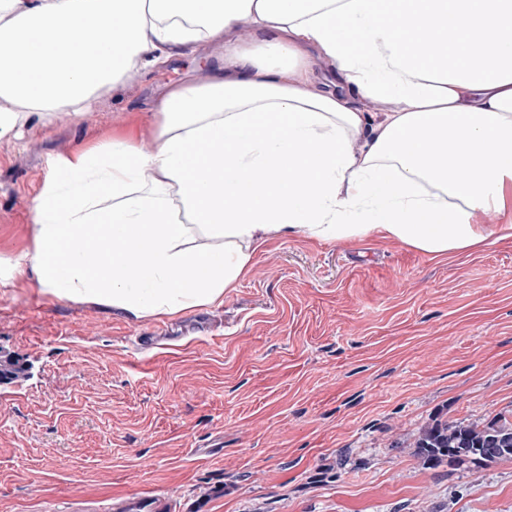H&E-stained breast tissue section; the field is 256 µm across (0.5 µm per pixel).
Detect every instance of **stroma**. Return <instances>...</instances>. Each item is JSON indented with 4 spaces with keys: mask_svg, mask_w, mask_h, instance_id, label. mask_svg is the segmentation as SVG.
Wrapping results in <instances>:
<instances>
[{
    "mask_svg": "<svg viewBox=\"0 0 512 512\" xmlns=\"http://www.w3.org/2000/svg\"><path fill=\"white\" fill-rule=\"evenodd\" d=\"M224 46L131 67L79 114L0 139V258L35 248L58 157L134 132L154 90ZM0 512H512V460L429 469L392 440L435 419H512V240L444 259L394 241L277 237L220 305L134 318L0 283ZM126 512H170L171 505L166 498L156 494H144L128 499L122 509Z\"/></svg>",
    "mask_w": 512,
    "mask_h": 512,
    "instance_id": "stroma-1",
    "label": "stroma"
}]
</instances>
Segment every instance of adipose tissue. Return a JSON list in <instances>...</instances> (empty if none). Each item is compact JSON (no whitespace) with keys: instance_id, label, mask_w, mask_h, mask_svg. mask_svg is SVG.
Segmentation results:
<instances>
[{"instance_id":"adipose-tissue-1","label":"adipose tissue","mask_w":512,"mask_h":512,"mask_svg":"<svg viewBox=\"0 0 512 512\" xmlns=\"http://www.w3.org/2000/svg\"><path fill=\"white\" fill-rule=\"evenodd\" d=\"M37 28L67 37V53L35 43ZM428 31L444 40L427 59L410 43ZM215 41L223 69L150 103L153 151L118 137L54 161L32 204L35 248L0 281L159 317L223 303L273 235L433 258L512 238V223L473 221L512 210V0H0V138L84 111L131 64ZM357 96L397 108L376 118ZM198 232L214 246L192 244Z\"/></svg>"}]
</instances>
